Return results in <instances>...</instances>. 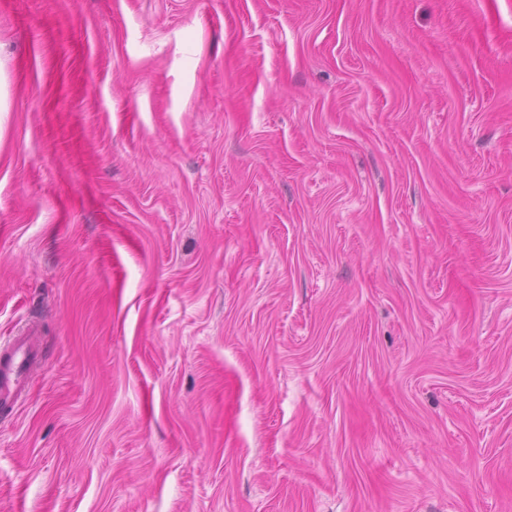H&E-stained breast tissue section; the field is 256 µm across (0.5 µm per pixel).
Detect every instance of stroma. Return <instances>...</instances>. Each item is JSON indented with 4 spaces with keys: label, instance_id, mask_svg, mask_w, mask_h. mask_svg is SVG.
<instances>
[{
    "label": "stroma",
    "instance_id": "35a3bbf8",
    "mask_svg": "<svg viewBox=\"0 0 512 512\" xmlns=\"http://www.w3.org/2000/svg\"><path fill=\"white\" fill-rule=\"evenodd\" d=\"M0 512H512V0H0ZM32 332L15 336L4 346L0 360V406L17 403L28 380L32 365L39 360V351Z\"/></svg>",
    "mask_w": 512,
    "mask_h": 512
}]
</instances>
